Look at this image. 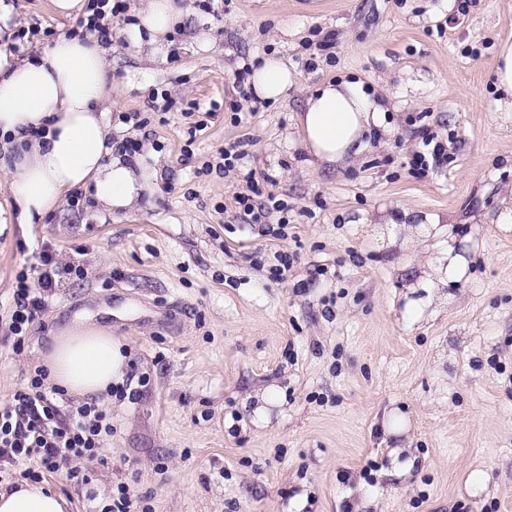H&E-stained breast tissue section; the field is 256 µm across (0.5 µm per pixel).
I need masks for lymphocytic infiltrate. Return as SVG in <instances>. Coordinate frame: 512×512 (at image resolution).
Returning <instances> with one entry per match:
<instances>
[{"label": "lymphocytic infiltrate", "instance_id": "lymphocytic-infiltrate-1", "mask_svg": "<svg viewBox=\"0 0 512 512\" xmlns=\"http://www.w3.org/2000/svg\"><path fill=\"white\" fill-rule=\"evenodd\" d=\"M245 180L251 192L237 199L240 220L261 224L270 211H287V204L274 194L256 200L260 187L255 172H247ZM70 274L81 277L85 269L62 264L46 248L40 253L36 278L17 275L8 324L14 347L23 346L29 325L45 311L61 278ZM45 380V370H35L27 387L15 393L13 404L0 410V481L17 475L37 480L63 468L75 476L77 461L104 459L105 443L114 433L111 414L93 398L76 405L60 404L61 389L46 386Z\"/></svg>", "mask_w": 512, "mask_h": 512}]
</instances>
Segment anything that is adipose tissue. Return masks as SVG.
Returning a JSON list of instances; mask_svg holds the SVG:
<instances>
[{
    "instance_id": "obj_1",
    "label": "adipose tissue",
    "mask_w": 512,
    "mask_h": 512,
    "mask_svg": "<svg viewBox=\"0 0 512 512\" xmlns=\"http://www.w3.org/2000/svg\"><path fill=\"white\" fill-rule=\"evenodd\" d=\"M188 10L184 0H137L134 24L124 31L137 50L157 51ZM107 50L91 33L56 39L35 57L0 53V167L9 174L19 208L17 221L32 224L57 209L68 193L84 190L96 210L129 215L140 211L158 188L157 167L118 150L107 122L112 82ZM250 83L257 96L278 100L294 83L287 64L266 56L254 65ZM384 104L356 81L326 82L306 94L300 145L310 164L345 168L356 162ZM476 215L443 216L403 206L349 220L348 230L374 247L404 257L410 244L438 242L424 266L420 287L467 281L470 235L458 226ZM50 380L76 397L106 392L122 382L124 358L112 327L77 318L54 336L43 355ZM70 503L47 482L24 481L0 489V512H69Z\"/></svg>"
}]
</instances>
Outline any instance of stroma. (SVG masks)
I'll return each mask as SVG.
<instances>
[{
	"label": "stroma",
	"mask_w": 512,
	"mask_h": 512,
	"mask_svg": "<svg viewBox=\"0 0 512 512\" xmlns=\"http://www.w3.org/2000/svg\"><path fill=\"white\" fill-rule=\"evenodd\" d=\"M9 49L36 55L78 29L51 0H6ZM190 0L154 56L115 18L106 43L112 134L158 160L140 212L89 210L69 193L40 224L0 234V407L26 387L56 331L110 324L135 399L100 395L115 432L106 463L50 477L71 512H100L117 485L153 512H512V235L492 221L512 184V134L497 117L495 60L512 41V0ZM333 34V58L310 46ZM207 47H200L199 38ZM282 58L296 84L276 102L241 101V73ZM356 80L382 126L354 166L314 169L299 145L307 90ZM241 104L233 114V104ZM453 160L418 174L422 133ZM250 141L242 170L220 152ZM288 205L284 236L240 223L244 171ZM412 206L480 211L471 279L419 288L424 245L405 270L349 234L359 212ZM87 268L64 278L22 352L5 341L15 277L42 246ZM294 254L283 278L267 262Z\"/></svg>",
	"instance_id": "stroma-1"
}]
</instances>
